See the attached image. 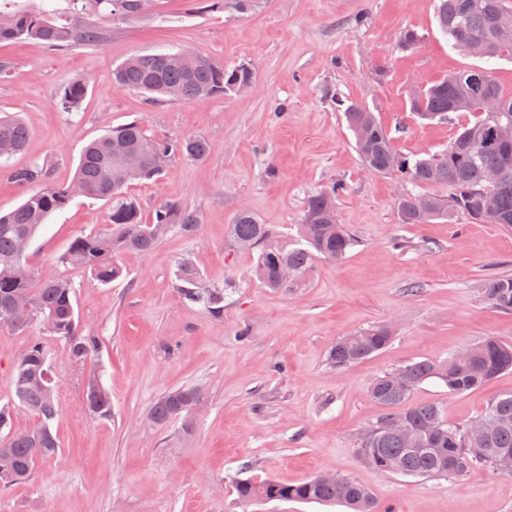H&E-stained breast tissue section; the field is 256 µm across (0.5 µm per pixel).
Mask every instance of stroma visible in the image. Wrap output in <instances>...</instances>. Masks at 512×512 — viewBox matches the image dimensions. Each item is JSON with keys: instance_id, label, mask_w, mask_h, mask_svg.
Returning a JSON list of instances; mask_svg holds the SVG:
<instances>
[{"instance_id": "35a3bbf8", "label": "stroma", "mask_w": 512, "mask_h": 512, "mask_svg": "<svg viewBox=\"0 0 512 512\" xmlns=\"http://www.w3.org/2000/svg\"><path fill=\"white\" fill-rule=\"evenodd\" d=\"M99 25L103 39L92 48L0 41V112L19 115L30 132L24 153L0 160V211L29 194L11 180L13 169L45 160L56 181H70L89 141L136 120L157 138L210 142L205 159L173 158L158 180L125 191L143 221L172 202L200 223L190 235L169 229L149 253H121L124 275L107 285L59 262L75 237L105 228L107 201L75 198L34 237L25 263L35 278L72 282L80 330L98 346L77 363L39 323L0 326V405L12 400L14 364L42 343L60 444L30 480L0 490V512H344L298 501L246 507L233 489L238 477L295 483L323 471L364 484L390 512H512V477L489 467L421 479L362 459V437L381 414L370 396L377 378L488 336L512 343V312L492 309L482 295L487 279L512 275V229L462 219L402 223L395 200L413 185L363 166L343 112L350 103L374 109L401 154L439 152L479 115L421 119L410 110L411 91L488 66L511 94L512 60L490 66L453 48L437 29L435 0H253L244 14L229 4L196 10L190 0H155L148 14ZM409 27L422 40L399 50ZM182 48L248 65L254 82L202 102L115 88L113 72L129 57ZM74 78L87 82V95L76 111H60L55 94ZM339 184L338 218L356 246L341 260L315 259L287 287H262L250 275L256 253L237 248L229 224L248 212L295 239L308 197ZM187 259L205 286L223 289L220 312L179 291ZM378 325L394 327L391 344L336 369L329 354L337 339ZM90 380L111 393L110 416L87 410ZM193 386L204 400L192 435L180 422H153L160 396ZM510 391L512 371L458 396L430 380L410 401L439 404L460 424Z\"/></svg>"}]
</instances>
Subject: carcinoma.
Returning a JSON list of instances; mask_svg holds the SVG:
<instances>
[{
  "mask_svg": "<svg viewBox=\"0 0 512 512\" xmlns=\"http://www.w3.org/2000/svg\"><path fill=\"white\" fill-rule=\"evenodd\" d=\"M12 0H0V40H38L56 49L95 46L103 38L96 18H134V0H68L65 14L53 9H26L10 6ZM438 29L453 46L471 51L481 47L487 59L512 60V7L507 0H438ZM247 66L227 69L208 56L198 55L192 69L168 64L162 54H138L122 63L115 72V83L122 89L138 90L153 98L205 101L235 92L253 82ZM87 93L82 79H73L57 92L55 106L71 112L79 107ZM493 99L499 112L462 127L444 151L419 157L399 153L393 138L370 107L354 103L344 116L355 148L364 166L371 172L397 173L417 187L429 184L448 186V197L409 193L396 199L395 206L405 224H426L433 219L450 222L459 218L479 223L512 227V146L497 140V127L512 128V95H506L488 69H462L448 74L410 100L411 110L423 119L445 120L452 112H478L481 101ZM29 132L23 122L11 115L0 116V158L26 150ZM211 151L201 137L157 139L142 125L132 121L113 127L90 142L83 150L72 181L54 182L45 163L33 161L11 172L21 186H35L14 209L0 213V324L7 321L6 307L15 299L28 303L36 320L50 336L65 342L74 361L92 355L96 342L82 335L75 318L72 284L60 276L33 279L22 273L20 245L32 241L39 226L54 213L66 209L77 196L112 203L110 224L94 235L75 237L59 262L89 269L101 284L123 276L116 260L125 251L147 253L158 244L161 233L174 226L194 233L199 224L196 213L178 205L163 203L152 221L142 223L138 206L124 196L135 181L157 180L166 163L181 157L201 160ZM136 153L143 158L138 171H130L124 158ZM344 192L339 184L328 192L311 196L297 228V240L281 242L270 252L265 242L272 230L248 213L236 216L229 225L235 244L257 251L252 270L266 288H282L287 281L280 276L284 266L295 277L304 275L317 256L340 260L357 241L339 224L336 198ZM178 279L186 299L218 310L224 292L202 288L196 269L188 264L179 268ZM485 301L494 309L512 311V277L495 276L483 288ZM392 329L376 326L336 341L330 352L333 364L345 368L386 348ZM470 355L460 359L453 354L445 360L425 359L409 363L389 373L371 386L372 399L383 409L377 424L361 442L364 459L383 472L414 478L460 476L475 465L496 468V461L512 456V392L494 399L476 419L450 424L435 403L409 405L413 390L421 383L436 379L448 388V394L461 395L475 390L499 374L512 370V343L486 337L469 345ZM11 404L0 406V430L11 421L12 410L21 408L36 419L24 434L0 435V487L25 482L37 464L57 455L59 441L53 432L56 419L55 388L48 352L33 344L16 364ZM88 410L100 417L112 411L109 392L99 383L83 389ZM203 400L202 391L188 387L169 392L151 409L157 423L182 420V429L190 435L194 429L193 409ZM244 505L275 498L322 505L340 504L350 512H381L372 492L349 477L326 479L316 474L288 484L267 478H239L234 485Z\"/></svg>",
  "mask_w": 512,
  "mask_h": 512,
  "instance_id": "carcinoma-1",
  "label": "carcinoma"
}]
</instances>
